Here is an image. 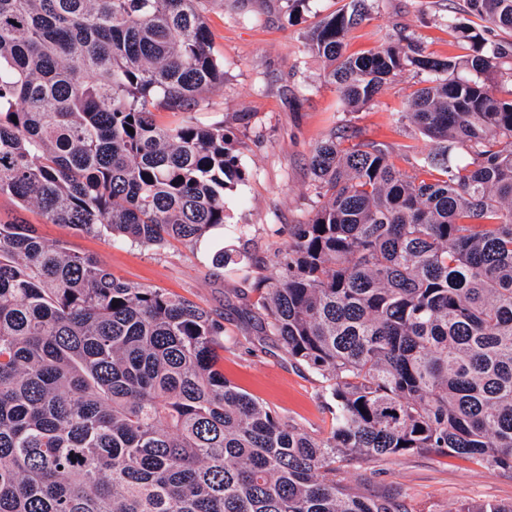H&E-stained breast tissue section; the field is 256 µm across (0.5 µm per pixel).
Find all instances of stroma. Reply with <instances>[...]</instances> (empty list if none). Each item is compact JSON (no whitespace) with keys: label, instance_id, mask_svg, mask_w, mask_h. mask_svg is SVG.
Returning a JSON list of instances; mask_svg holds the SVG:
<instances>
[{"label":"stroma","instance_id":"obj_1","mask_svg":"<svg viewBox=\"0 0 512 512\" xmlns=\"http://www.w3.org/2000/svg\"><path fill=\"white\" fill-rule=\"evenodd\" d=\"M348 2L305 0L291 7L286 0H217L207 12L213 49L224 61V82L206 93L198 111L161 112L157 119L220 122L230 133L247 177L224 196V227L191 246L143 247L46 223L34 209L25 213L45 240L66 242L122 280L164 289L222 316L225 377L315 436L332 427L323 380L264 333L257 283L272 276L270 260L287 246L289 226L313 214L318 199L309 158L330 131L340 128L390 144L392 160L403 171L410 170L415 154L429 148L426 137L397 119L403 100L425 77L416 68L399 73L358 111L340 110L336 90L325 80L326 64L306 41L316 21ZM460 24L489 40L512 41L511 33L487 30L485 21L469 12L467 0H373L371 19L350 30L346 50L365 54L404 34L427 55L461 60L471 55L472 46L457 32ZM223 249L250 256L249 275L231 265L216 267L212 259ZM339 478L372 496H397L407 512L512 502V472L458 456L383 458L356 472H340Z\"/></svg>","mask_w":512,"mask_h":512}]
</instances>
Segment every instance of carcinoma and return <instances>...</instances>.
Returning <instances> with one entry per match:
<instances>
[{"label": "carcinoma", "instance_id": "obj_1", "mask_svg": "<svg viewBox=\"0 0 512 512\" xmlns=\"http://www.w3.org/2000/svg\"><path fill=\"white\" fill-rule=\"evenodd\" d=\"M212 2L0 0V197L145 247L223 227L245 180L224 124L155 120L224 82ZM468 2L512 33V0ZM371 9L350 0L308 48L346 109L426 72L398 120L431 149L410 174L384 142L318 143L321 204L263 285L269 333L325 383L329 435L224 378L218 314L16 218L0 223V512H404L336 472L422 452L512 471V99L483 79L512 43L463 28V62L404 37L346 55Z\"/></svg>", "mask_w": 512, "mask_h": 512}]
</instances>
